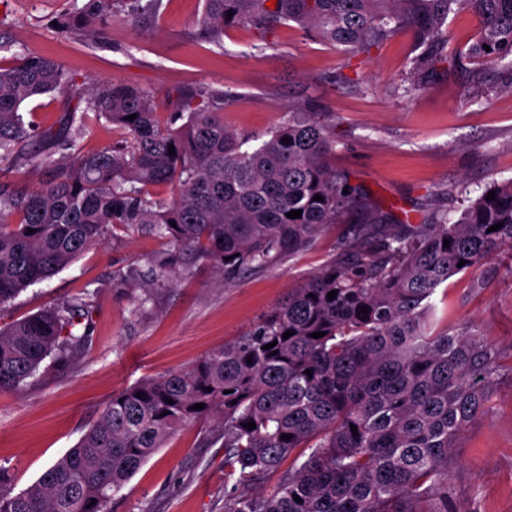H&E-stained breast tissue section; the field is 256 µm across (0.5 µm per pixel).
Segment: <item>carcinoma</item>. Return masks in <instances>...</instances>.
<instances>
[{
  "mask_svg": "<svg viewBox=\"0 0 512 512\" xmlns=\"http://www.w3.org/2000/svg\"><path fill=\"white\" fill-rule=\"evenodd\" d=\"M158 2L86 0L61 12L58 28L94 38L108 20L152 13ZM268 3L205 0L200 34L218 41L228 25L267 34L293 22L327 44L368 53L406 30L423 48L414 68L434 73L454 62L448 16L468 9L478 34L467 54L499 62L512 55V0ZM75 85L51 58L24 56L0 66V161L48 174L29 189L0 184V305L117 227L148 231L233 274L297 253L349 211L368 209L330 164L336 141L313 112L291 110L269 134L245 136L224 126V94L202 89L179 98L175 118L184 123L162 127L147 92L114 82L91 90L85 108L74 107L57 129L24 120L26 100ZM89 111L124 137L82 151ZM32 140L38 149L29 151ZM60 150L73 159L54 158ZM161 185L173 196L151 192ZM489 190L494 199L482 194L451 224L444 214L389 224L372 212L370 223L355 225L354 237L339 243L336 259L247 334L187 371L112 395L79 443L26 489L11 494V473L0 466V512H107L156 449L201 417L220 427L214 440L224 447V512H452V452L483 414L498 363L484 337L466 327L454 334L440 328L431 298L453 275L512 247V180ZM317 195L323 200H313ZM292 210L301 217H287ZM91 302L87 292L0 329V392L19 389L50 356L67 366L86 341L77 326ZM287 331L293 335L285 339ZM314 332L324 336L310 337ZM197 403L204 408L195 409ZM251 421L256 428L244 427ZM277 471L272 492H250Z\"/></svg>",
  "mask_w": 512,
  "mask_h": 512,
  "instance_id": "obj_1",
  "label": "carcinoma"
}]
</instances>
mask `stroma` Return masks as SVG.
Masks as SVG:
<instances>
[{
    "mask_svg": "<svg viewBox=\"0 0 512 512\" xmlns=\"http://www.w3.org/2000/svg\"><path fill=\"white\" fill-rule=\"evenodd\" d=\"M84 0L0 2V40L11 52L60 63L77 82L68 95L27 101L44 127L60 126L91 86L122 81L159 104L158 120L174 117L178 92L206 87L224 94V123L263 135L309 108L336 142L333 163L393 223L419 224L434 211L456 221L492 184L512 180V68L467 57L477 28L467 10L449 16L460 55L445 73L415 90L419 51L401 31L367 54L331 46L295 23L269 36L248 25L225 28L221 42L201 39L204 0H159L136 23H108L94 39L61 32L63 8ZM329 225L304 251L221 279L202 259L162 288L124 283L151 279L169 244L146 232L115 231L54 276L0 306V327L62 300L91 292L84 323L88 342L72 367L46 358L21 389L0 393V466L12 489L28 487L73 448L112 395L141 379L192 368L206 354L247 333L258 320L332 260L351 224ZM435 318L450 330L471 326L493 345L501 365L484 414L460 436L448 491L459 512H512V249L459 273L432 298ZM209 418L178 428L124 484L111 512H224V450L213 444Z\"/></svg>",
    "mask_w": 512,
    "mask_h": 512,
    "instance_id": "stroma-1",
    "label": "stroma"
}]
</instances>
